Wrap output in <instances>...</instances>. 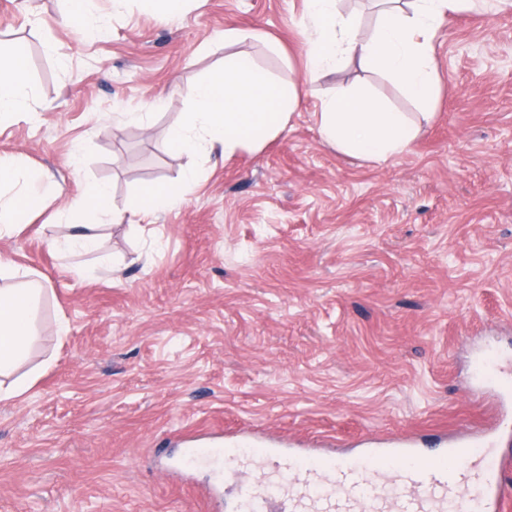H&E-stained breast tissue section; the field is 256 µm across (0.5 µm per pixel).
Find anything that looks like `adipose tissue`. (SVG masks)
<instances>
[{
    "label": "adipose tissue",
    "mask_w": 512,
    "mask_h": 512,
    "mask_svg": "<svg viewBox=\"0 0 512 512\" xmlns=\"http://www.w3.org/2000/svg\"><path fill=\"white\" fill-rule=\"evenodd\" d=\"M384 2L373 31L367 34L355 16L339 13L336 0H306L302 85L275 82L247 55L226 56L222 69L195 86L188 119L168 132V152L197 154L219 148L229 154L244 145L260 146L285 127L302 92L312 90L323 73L350 60L386 73L423 109H431L437 85L432 42L439 21L446 14L471 8L473 0ZM24 60L20 47L0 52V120L26 108L30 86ZM318 127L322 139L337 150L377 162L408 151L417 135L402 113L361 91L345 88L323 100ZM199 180L198 171L190 169L179 184L148 188L133 201L131 216L181 205L185 191ZM51 189L45 173L0 158V238L29 224L33 198ZM65 215L67 222L54 241L62 253L95 250L102 219L121 218L104 184L70 200ZM27 275L25 268L0 258V400L15 398L34 384L33 377L16 374L36 334L41 295Z\"/></svg>",
    "instance_id": "ef3b65f1"
}]
</instances>
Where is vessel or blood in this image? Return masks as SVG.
Instances as JSON below:
<instances>
[{"label": "vessel or blood", "mask_w": 512, "mask_h": 512, "mask_svg": "<svg viewBox=\"0 0 512 512\" xmlns=\"http://www.w3.org/2000/svg\"><path fill=\"white\" fill-rule=\"evenodd\" d=\"M250 455L292 473L288 499L241 487L237 512H512L502 485L512 461L498 456L488 435L451 442L444 459L399 468L415 456L409 441L355 458L307 456L290 448L251 443Z\"/></svg>", "instance_id": "vessel-or-blood-1"}]
</instances>
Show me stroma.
Instances as JSON below:
<instances>
[{
  "label": "stroma",
  "mask_w": 512,
  "mask_h": 512,
  "mask_svg": "<svg viewBox=\"0 0 512 512\" xmlns=\"http://www.w3.org/2000/svg\"><path fill=\"white\" fill-rule=\"evenodd\" d=\"M64 8L0 0V45L25 43L33 90L0 124V157L56 185L0 239V257L43 285L20 368L42 375L0 402V512H210L195 487L227 464L183 479L187 433L197 448L257 430L342 453L412 432L430 459L479 428L494 390L473 378L474 356H512V5L443 18L430 119L351 62L276 136L226 158L169 154L167 132L225 56L302 81L305 0H197L175 22L97 0L95 38L62 24ZM232 29L244 39L225 42ZM340 87L420 124L410 150L372 162L323 142L315 114ZM190 167L203 178L179 207L102 224L96 253L53 249L84 186L109 184L123 211Z\"/></svg>",
  "instance_id": "obj_1"
}]
</instances>
